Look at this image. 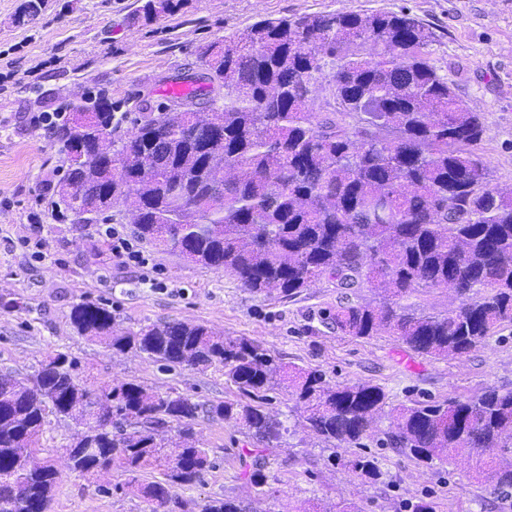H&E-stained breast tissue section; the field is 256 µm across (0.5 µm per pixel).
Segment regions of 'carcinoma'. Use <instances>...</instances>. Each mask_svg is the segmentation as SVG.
Listing matches in <instances>:
<instances>
[{"instance_id": "carcinoma-1", "label": "carcinoma", "mask_w": 512, "mask_h": 512, "mask_svg": "<svg viewBox=\"0 0 512 512\" xmlns=\"http://www.w3.org/2000/svg\"><path fill=\"white\" fill-rule=\"evenodd\" d=\"M185 0L142 5L146 22L178 12ZM433 33L404 10H340L292 19H263L200 54L206 86L173 101L120 135L104 90L60 108L50 128L66 156L59 201L79 221L112 219L122 203L135 209L138 237L190 262L224 268L257 295L291 299L326 278L343 295L382 290L373 302L339 301L326 324L343 336L382 332L417 354L454 359L512 323V190L492 184L474 150L484 116L473 112L430 64ZM326 86L334 105L315 112L313 91ZM217 88L221 97L213 96ZM123 157L110 174L97 143ZM446 289L458 304L427 313L410 299ZM76 331L116 352L147 354L164 370L214 367L242 399L210 412L246 430L261 453L287 432L265 411L266 392L286 383L297 395L303 427L335 448H352L381 415L389 445L430 464L479 456L478 478L512 495V390L488 385L448 401L389 407L369 382L331 383L318 370L279 363L265 345L203 324L157 323L118 334L112 311L82 301L72 306ZM77 362L48 356L31 379L0 375V508L12 486L25 484L31 504L51 503L61 471L39 461L49 416L93 428L95 451L65 449L68 469L100 477L116 465L126 486L157 512L167 483L192 485L214 467L194 440L201 404L162 395L139 383L83 387ZM174 424L176 438L157 440ZM167 461L166 481L141 480ZM359 477L376 481L377 458L350 460ZM203 512H244L243 502L212 499Z\"/></svg>"}]
</instances>
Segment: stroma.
Listing matches in <instances>:
<instances>
[{"label":"stroma","mask_w":512,"mask_h":512,"mask_svg":"<svg viewBox=\"0 0 512 512\" xmlns=\"http://www.w3.org/2000/svg\"><path fill=\"white\" fill-rule=\"evenodd\" d=\"M140 0H45L37 17L20 18V0H0V374L33 375L48 354L61 351L78 362L76 376L89 389L137 382L159 393L177 392L204 404L194 422L214 468L200 483L170 489L175 512H201L212 498L250 503L254 512H298L314 504L334 512L356 503L360 512H406L418 499L435 512H512L503 499L473 477L475 458L427 467L364 438L377 457V481L358 478L347 466L353 450H334L298 425L290 389L270 394L265 407L287 432L263 463L266 482L244 479L253 442L233 423L207 413V405L238 399L214 368L161 370L146 354L112 351L88 340L70 322L83 300L111 306L117 328L174 320L207 325L231 337L265 344L283 363L325 373L333 383L369 382L393 403L469 396L494 385L512 389V325L466 356L442 360L417 354L394 337L341 336L323 325L340 293L328 280L291 299L271 300L242 288L223 269L203 267L146 242V265L113 255L105 236L114 227L136 233L124 206L111 223L76 225L56 217L57 184L66 171L63 154L35 115L90 90H107L123 131L147 110L169 102L167 89L192 84L202 72L199 50L239 34L263 19L354 10L407 11L433 32L429 60L453 84L465 104L485 116L477 152L494 184L512 188V0H187L173 16L147 23L137 18ZM85 429L71 419L52 420L41 444L63 470L51 512H148L125 486L119 468L90 482L66 470L64 447Z\"/></svg>","instance_id":"1"}]
</instances>
